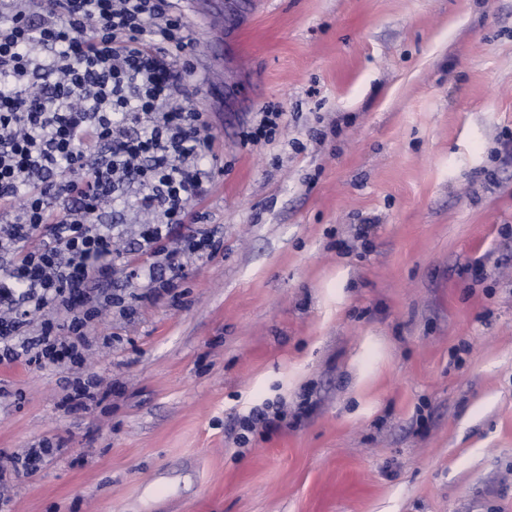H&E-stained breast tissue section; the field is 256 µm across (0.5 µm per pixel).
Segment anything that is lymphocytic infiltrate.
I'll list each match as a JSON object with an SVG mask.
<instances>
[{"mask_svg":"<svg viewBox=\"0 0 512 512\" xmlns=\"http://www.w3.org/2000/svg\"><path fill=\"white\" fill-rule=\"evenodd\" d=\"M193 46L171 0H0L1 366H82L112 343L102 313L179 303L187 266L223 251L197 208L218 154ZM109 205L148 217L126 245ZM57 448L0 455V510Z\"/></svg>","mask_w":512,"mask_h":512,"instance_id":"1","label":"lymphocytic infiltrate"}]
</instances>
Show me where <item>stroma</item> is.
Wrapping results in <instances>:
<instances>
[{
	"label": "stroma",
	"instance_id": "stroma-1",
	"mask_svg": "<svg viewBox=\"0 0 512 512\" xmlns=\"http://www.w3.org/2000/svg\"><path fill=\"white\" fill-rule=\"evenodd\" d=\"M174 7L222 81L224 253L97 327L87 410L0 366V453L62 444L10 512H512V0ZM265 402L284 419L237 444ZM258 114L260 115L259 120L243 128L241 138L244 142L254 145L271 143L276 138L284 114L270 109H265Z\"/></svg>",
	"mask_w": 512,
	"mask_h": 512
}]
</instances>
